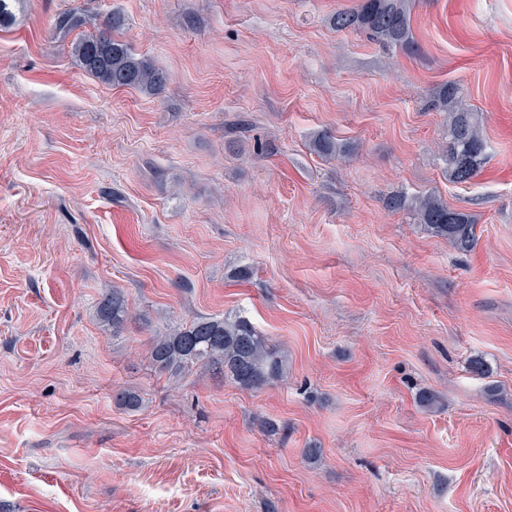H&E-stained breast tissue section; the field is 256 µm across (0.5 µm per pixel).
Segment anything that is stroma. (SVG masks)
Listing matches in <instances>:
<instances>
[{
	"label": "stroma",
	"mask_w": 512,
	"mask_h": 512,
	"mask_svg": "<svg viewBox=\"0 0 512 512\" xmlns=\"http://www.w3.org/2000/svg\"><path fill=\"white\" fill-rule=\"evenodd\" d=\"M356 2L18 0L0 29V512H512V0H412L414 53L336 31ZM84 3L125 14L162 94L75 65L48 20ZM447 83L483 117L468 184L427 108ZM320 131L351 156L314 152ZM395 192L471 214L476 246L389 210ZM111 288L135 315L118 336L96 313ZM225 315L283 378L155 371L149 336Z\"/></svg>",
	"instance_id": "35a3bbf8"
}]
</instances>
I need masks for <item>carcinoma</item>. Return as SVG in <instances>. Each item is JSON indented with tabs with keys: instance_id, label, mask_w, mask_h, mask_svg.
Segmentation results:
<instances>
[{
	"instance_id": "cac0c4a2",
	"label": "carcinoma",
	"mask_w": 512,
	"mask_h": 512,
	"mask_svg": "<svg viewBox=\"0 0 512 512\" xmlns=\"http://www.w3.org/2000/svg\"><path fill=\"white\" fill-rule=\"evenodd\" d=\"M410 0H360L332 17L338 31L364 33L386 46L415 50L411 29ZM126 25L124 14L112 11L99 16L84 6L56 14L50 22L54 38L64 41L77 30L71 45L73 62L100 82L114 88H132L156 96L168 82L164 69L144 55L132 51L119 38ZM435 112L446 115L448 141L442 152L444 172L454 184L470 183L487 159L482 116L462 102L458 88L445 84L429 101ZM313 150L325 157H345L348 145L327 132L312 140ZM387 206L408 211L414 223L466 251L476 239V223L470 214L448 207L442 198L429 193L391 195ZM97 316L104 327L118 336L131 314L124 294L114 288L99 301ZM147 357L160 372L178 373L200 366L219 372L246 390L257 391L283 377L285 360L270 346L253 324L240 316L198 317L187 325L157 332L148 339Z\"/></svg>"
}]
</instances>
